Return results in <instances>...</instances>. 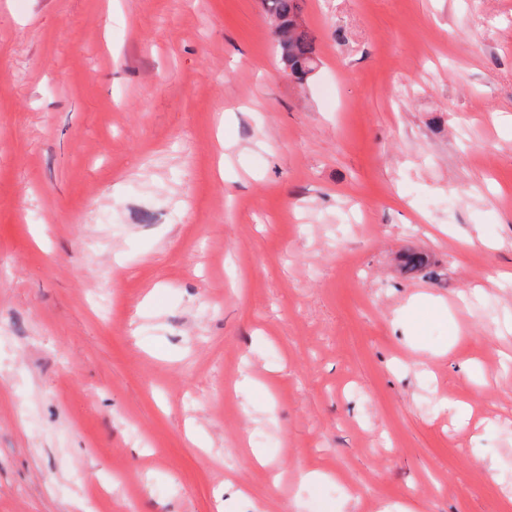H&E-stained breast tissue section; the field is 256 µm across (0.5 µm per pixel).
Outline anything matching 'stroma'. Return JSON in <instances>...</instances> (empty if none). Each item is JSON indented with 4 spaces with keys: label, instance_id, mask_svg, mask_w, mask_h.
I'll list each match as a JSON object with an SVG mask.
<instances>
[{
    "label": "stroma",
    "instance_id": "stroma-1",
    "mask_svg": "<svg viewBox=\"0 0 512 512\" xmlns=\"http://www.w3.org/2000/svg\"><path fill=\"white\" fill-rule=\"evenodd\" d=\"M301 6L0 0V512L512 497V0ZM267 13L275 18L281 60L293 70L294 78L301 81L303 67L315 58L314 37L303 28L294 26V18L301 13L299 0H263Z\"/></svg>",
    "mask_w": 512,
    "mask_h": 512
}]
</instances>
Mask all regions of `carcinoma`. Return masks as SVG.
<instances>
[{"instance_id":"obj_1","label":"carcinoma","mask_w":512,"mask_h":512,"mask_svg":"<svg viewBox=\"0 0 512 512\" xmlns=\"http://www.w3.org/2000/svg\"><path fill=\"white\" fill-rule=\"evenodd\" d=\"M264 5L275 18L280 58L299 82L303 67L315 58L314 37L304 28L294 26V18L301 13L299 0H264Z\"/></svg>"}]
</instances>
